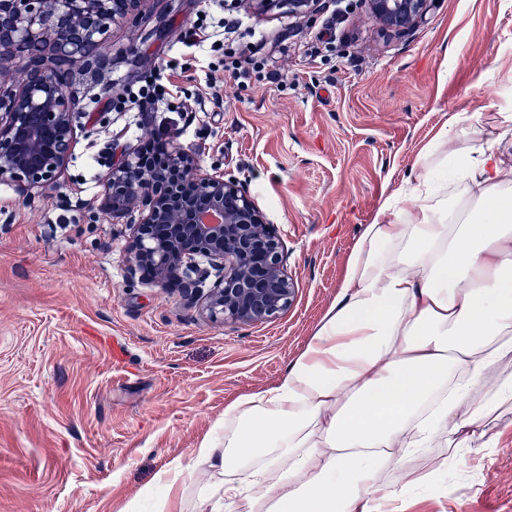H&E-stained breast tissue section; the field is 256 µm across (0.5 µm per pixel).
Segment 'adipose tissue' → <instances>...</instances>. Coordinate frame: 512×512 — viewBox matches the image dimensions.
I'll return each mask as SVG.
<instances>
[{
    "label": "adipose tissue",
    "mask_w": 512,
    "mask_h": 512,
    "mask_svg": "<svg viewBox=\"0 0 512 512\" xmlns=\"http://www.w3.org/2000/svg\"><path fill=\"white\" fill-rule=\"evenodd\" d=\"M477 147L441 128L429 172L364 225L340 290L272 386L148 497L176 512L193 471L221 475L201 512H404L442 473L388 479L435 448H485L512 414V113Z\"/></svg>",
    "instance_id": "obj_1"
}]
</instances>
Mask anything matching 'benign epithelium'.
I'll list each match as a JSON object with an SVG mask.
<instances>
[{"instance_id":"obj_1","label":"benign epithelium","mask_w":512,"mask_h":512,"mask_svg":"<svg viewBox=\"0 0 512 512\" xmlns=\"http://www.w3.org/2000/svg\"><path fill=\"white\" fill-rule=\"evenodd\" d=\"M144 0H0V183L22 199L55 188L73 157L79 88L70 65L97 81L110 57L109 24L137 25ZM259 10L285 5L307 16L321 0H241ZM386 29L407 32L433 0H365ZM103 208L130 212V271L161 288L203 298L215 322L257 324L290 306L295 283L277 228L248 184L207 169L176 141L151 164L130 147L103 182Z\"/></svg>"}]
</instances>
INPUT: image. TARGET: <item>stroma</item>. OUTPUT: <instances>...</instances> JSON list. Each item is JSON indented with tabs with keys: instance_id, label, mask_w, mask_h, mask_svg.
I'll return each instance as SVG.
<instances>
[{
	"instance_id": "1",
	"label": "stroma",
	"mask_w": 512,
	"mask_h": 512,
	"mask_svg": "<svg viewBox=\"0 0 512 512\" xmlns=\"http://www.w3.org/2000/svg\"><path fill=\"white\" fill-rule=\"evenodd\" d=\"M202 0H144L138 26L110 25L111 66L76 106L75 154L48 194L23 202L0 184V512H152L145 491L216 433L232 400L273 385L335 301L362 225L422 170L437 131L469 118L478 142L512 107V0H433L396 34L365 0H322L313 17L250 13L236 37L264 34L272 73L210 102L219 53L190 75L160 71L189 50ZM180 86L140 130L113 110L127 85ZM176 136L204 166L245 180L282 240L295 281L288 310L220 323L179 289L130 277L127 220L96 203L111 146ZM444 463V487L408 512H512V419L489 448L434 449L404 468Z\"/></svg>"
}]
</instances>
